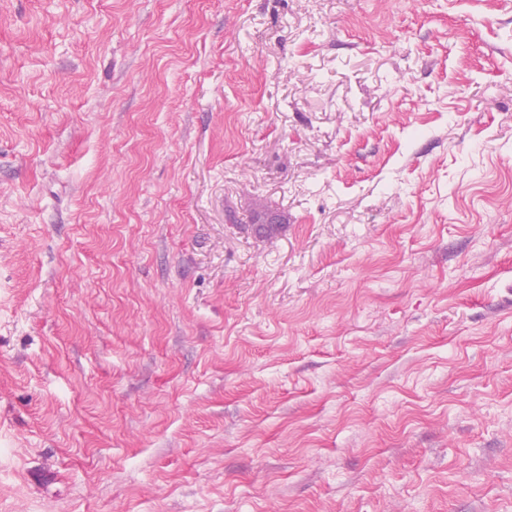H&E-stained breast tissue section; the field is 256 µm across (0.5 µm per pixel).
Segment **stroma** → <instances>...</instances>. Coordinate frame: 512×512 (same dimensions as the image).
I'll list each match as a JSON object with an SVG mask.
<instances>
[{
  "label": "stroma",
  "mask_w": 512,
  "mask_h": 512,
  "mask_svg": "<svg viewBox=\"0 0 512 512\" xmlns=\"http://www.w3.org/2000/svg\"><path fill=\"white\" fill-rule=\"evenodd\" d=\"M0 512H512V0H0Z\"/></svg>",
  "instance_id": "1"
}]
</instances>
